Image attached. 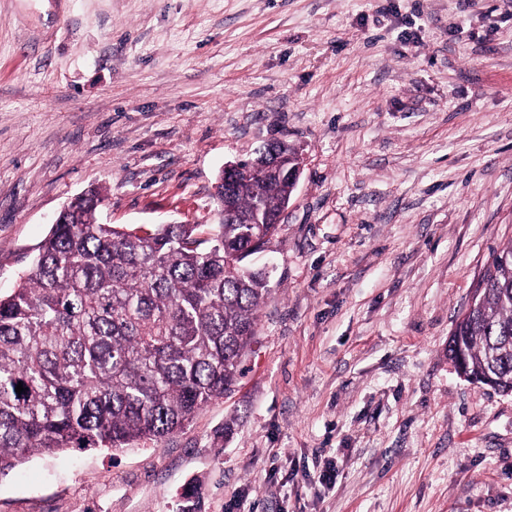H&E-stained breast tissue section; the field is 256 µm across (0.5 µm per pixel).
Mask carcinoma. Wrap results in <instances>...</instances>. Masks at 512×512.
<instances>
[{"instance_id": "obj_1", "label": "carcinoma", "mask_w": 512, "mask_h": 512, "mask_svg": "<svg viewBox=\"0 0 512 512\" xmlns=\"http://www.w3.org/2000/svg\"><path fill=\"white\" fill-rule=\"evenodd\" d=\"M287 192L257 171L235 187L237 217L208 238L200 224L141 235L99 223L91 201L71 203L0 295V472L34 451L162 439L230 391L270 292L240 257L278 230L247 220L259 205L273 217ZM478 287L448 352L512 388V240Z\"/></svg>"}]
</instances>
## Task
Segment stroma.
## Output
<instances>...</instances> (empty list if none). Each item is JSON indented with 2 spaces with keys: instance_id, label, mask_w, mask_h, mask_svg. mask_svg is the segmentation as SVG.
<instances>
[{
  "instance_id": "35a3bbf8",
  "label": "stroma",
  "mask_w": 512,
  "mask_h": 512,
  "mask_svg": "<svg viewBox=\"0 0 512 512\" xmlns=\"http://www.w3.org/2000/svg\"><path fill=\"white\" fill-rule=\"evenodd\" d=\"M272 140L302 174L246 260L237 385L163 439L30 456L0 512H512V395L448 358L512 239V0H0V293L83 190L210 228Z\"/></svg>"
}]
</instances>
